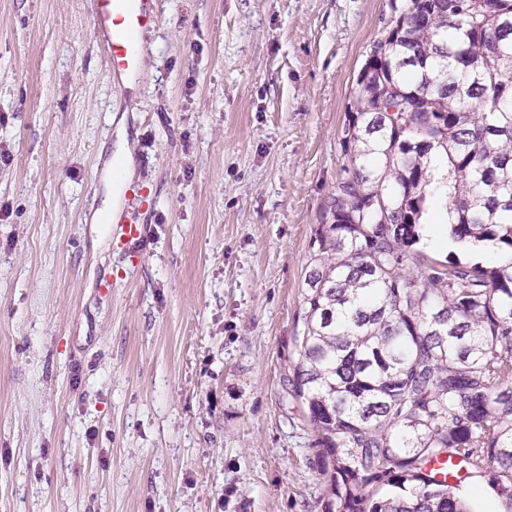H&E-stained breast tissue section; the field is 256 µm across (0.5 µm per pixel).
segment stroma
Listing matches in <instances>:
<instances>
[{
  "label": "stroma",
  "instance_id": "obj_1",
  "mask_svg": "<svg viewBox=\"0 0 512 512\" xmlns=\"http://www.w3.org/2000/svg\"><path fill=\"white\" fill-rule=\"evenodd\" d=\"M394 0H0V512H321L287 378L346 114ZM125 125L133 183L104 224ZM93 33L106 52L112 79H131L140 67L136 41L159 21L155 0H88Z\"/></svg>",
  "mask_w": 512,
  "mask_h": 512
}]
</instances>
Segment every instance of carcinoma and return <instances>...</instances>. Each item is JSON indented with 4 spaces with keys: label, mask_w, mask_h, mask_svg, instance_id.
<instances>
[{
    "label": "carcinoma",
    "mask_w": 512,
    "mask_h": 512,
    "mask_svg": "<svg viewBox=\"0 0 512 512\" xmlns=\"http://www.w3.org/2000/svg\"><path fill=\"white\" fill-rule=\"evenodd\" d=\"M344 126L289 394L328 478L323 512H512V0H405ZM448 159L449 235L486 263L425 261L420 219ZM455 467L438 477L432 468ZM465 497L473 510L479 512H499V510H502L501 504L481 481L469 484L465 490Z\"/></svg>",
    "instance_id": "1"
}]
</instances>
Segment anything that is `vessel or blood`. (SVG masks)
<instances>
[{
    "label": "vessel or blood",
    "instance_id": "obj_1",
    "mask_svg": "<svg viewBox=\"0 0 512 512\" xmlns=\"http://www.w3.org/2000/svg\"><path fill=\"white\" fill-rule=\"evenodd\" d=\"M88 4L94 36L106 52L109 75L134 77L140 67L136 41L159 21L156 0H88Z\"/></svg>",
    "mask_w": 512,
    "mask_h": 512
}]
</instances>
